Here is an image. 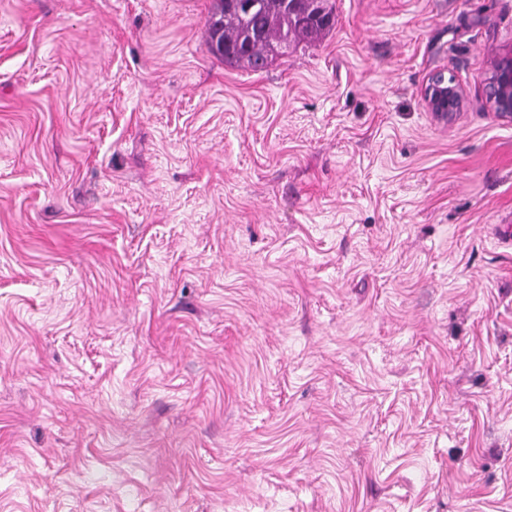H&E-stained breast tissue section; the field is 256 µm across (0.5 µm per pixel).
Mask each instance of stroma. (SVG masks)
Wrapping results in <instances>:
<instances>
[{"mask_svg": "<svg viewBox=\"0 0 512 512\" xmlns=\"http://www.w3.org/2000/svg\"><path fill=\"white\" fill-rule=\"evenodd\" d=\"M213 3L0 0V512H512V0ZM240 1L219 0V14L209 24V45L225 63L252 71L266 69L283 45L318 38L335 20L331 0H246L249 11L237 7ZM484 97L492 111L512 117V50L494 62L485 82ZM422 95L428 111L445 121L452 119L456 112H461L465 102L461 85L441 71L429 77Z\"/></svg>", "mask_w": 512, "mask_h": 512, "instance_id": "35a3bbf8", "label": "stroma"}]
</instances>
